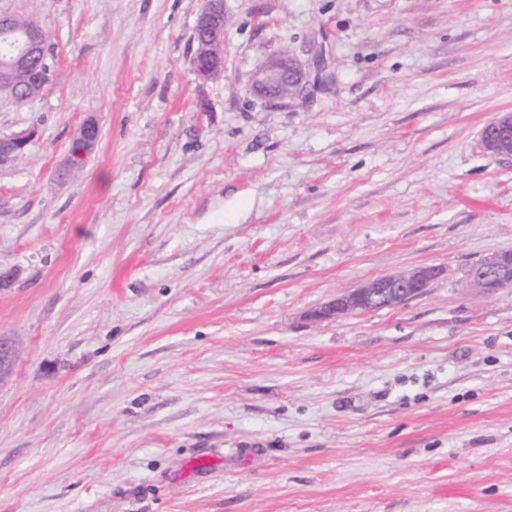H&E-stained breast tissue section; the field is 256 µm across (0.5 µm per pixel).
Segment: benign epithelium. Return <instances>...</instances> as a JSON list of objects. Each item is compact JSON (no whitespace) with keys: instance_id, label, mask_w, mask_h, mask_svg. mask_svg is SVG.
<instances>
[{"instance_id":"benign-epithelium-1","label":"benign epithelium","mask_w":512,"mask_h":512,"mask_svg":"<svg viewBox=\"0 0 512 512\" xmlns=\"http://www.w3.org/2000/svg\"><path fill=\"white\" fill-rule=\"evenodd\" d=\"M195 36L211 52L196 57L194 69L203 79L224 69L220 46L224 38L223 0H205ZM47 49V36L33 26L25 44L13 53L11 64L17 70H33L36 61ZM303 67L291 55L274 54L259 69L253 79L255 91L272 105H280L304 93ZM26 145L23 137L0 140V166L18 158ZM480 145L497 155L512 157V110L497 113L482 129ZM441 275L436 267H417L405 272L372 278L352 288L319 311L321 317H341L383 308H393L421 294L432 280ZM468 286L481 295H491L512 285V253L493 255L468 271ZM15 346L0 336V381L8 378L14 367Z\"/></svg>"}]
</instances>
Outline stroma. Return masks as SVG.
<instances>
[{"mask_svg":"<svg viewBox=\"0 0 512 512\" xmlns=\"http://www.w3.org/2000/svg\"><path fill=\"white\" fill-rule=\"evenodd\" d=\"M0 0L52 80L0 96V512H512V0ZM290 52L309 96L252 79ZM99 137L62 178L87 118ZM443 274L324 318L369 279ZM195 36L202 46L213 47L210 53L199 57L196 55L198 52L200 55L203 50L199 49L197 44V49L192 58V64L197 75L203 80H208L211 73L223 71L224 69V58L220 52V46L224 38L223 0L205 1V8L195 26ZM480 145L497 155L512 157V110L498 112L482 129ZM468 286L481 295H491L512 285V253L488 257L467 274ZM441 275L436 267H417L405 272L372 278L324 306L321 317H341L383 308H393L421 294Z\"/></svg>","mask_w":512,"mask_h":512,"instance_id":"1","label":"stroma"}]
</instances>
